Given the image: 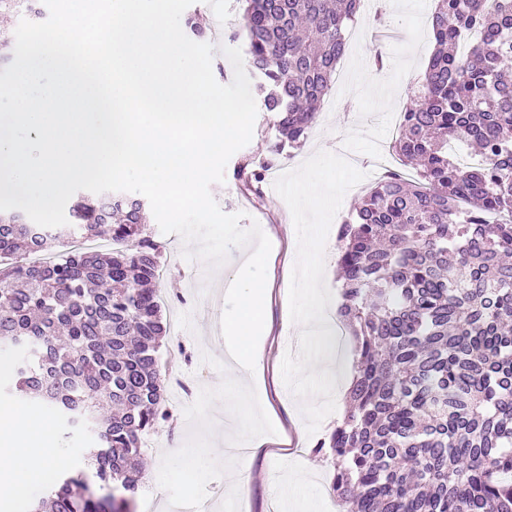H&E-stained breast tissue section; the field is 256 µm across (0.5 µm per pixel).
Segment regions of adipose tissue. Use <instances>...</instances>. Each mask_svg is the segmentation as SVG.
<instances>
[{
	"label": "adipose tissue",
	"instance_id": "1",
	"mask_svg": "<svg viewBox=\"0 0 512 512\" xmlns=\"http://www.w3.org/2000/svg\"><path fill=\"white\" fill-rule=\"evenodd\" d=\"M64 468L66 460L49 448V433L36 412L0 400V495L34 488L47 465Z\"/></svg>",
	"mask_w": 512,
	"mask_h": 512
}]
</instances>
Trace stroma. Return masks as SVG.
Segmentation results:
<instances>
[{
    "label": "stroma",
    "instance_id": "stroma-1",
    "mask_svg": "<svg viewBox=\"0 0 512 512\" xmlns=\"http://www.w3.org/2000/svg\"><path fill=\"white\" fill-rule=\"evenodd\" d=\"M388 27L404 30L407 44L400 50L388 52L383 68L367 64L369 56L366 41L352 48L343 65L348 80L345 86L330 88L327 98L333 107L319 114V121L308 137L295 148L285 149L279 156L269 154L274 138V115L258 112L251 142L235 152L225 169V181L212 185L211 194L221 210L241 214L242 228L259 224L269 238L272 249L267 265L270 286L268 306V336L264 358L253 377L262 407L273 422L276 431L268 435L258 447L240 455V464L234 473L224 474L207 486V501L211 512H227L219 493L221 486L232 478L243 482L242 490L233 501L239 512H277L279 501L286 499V485L274 483L272 476L283 470L300 472L307 477L303 496L297 498L296 512H341L330 490L333 473L316 446L327 438L336 426V416H327L315 435H308L306 421L298 414L299 400L286 387L281 363L296 341V331L290 321L288 289L292 269L297 258V234L291 212L275 191L272 181L284 172L298 168L320 151H328L348 158L379 151L382 144L394 139L393 114L409 102L413 88L421 82L428 59L434 50L429 34V15L433 0H385ZM237 0H195L189 8L196 14L204 31L203 42L217 46L213 58V73L218 82L231 83L234 69L223 55V47H244L245 37L237 30L224 26L232 18ZM271 161L268 179L264 181L263 201L242 191L236 178L237 169L246 163ZM156 238L165 247L163 269L165 288L162 302L167 322H182L180 335L165 336L162 359H173L167 396L183 390L187 402H194L201 388H217L224 380L223 372L203 363V354L216 359L224 357V340L220 321L225 308L226 288L218 274H211L201 260L188 261L182 256L183 242L177 235L157 233ZM172 427H160L153 437L155 447L145 449L149 491L138 501L137 512H170L168 495L157 483V475L164 453L180 449L189 439L191 428L183 409L173 411ZM41 417L49 429L50 446L67 458L70 468H79V451L94 445V437L87 432L68 433L66 427L50 411Z\"/></svg>",
    "mask_w": 512,
    "mask_h": 512
}]
</instances>
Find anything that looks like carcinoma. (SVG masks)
<instances>
[{
  "label": "carcinoma",
  "mask_w": 512,
  "mask_h": 512,
  "mask_svg": "<svg viewBox=\"0 0 512 512\" xmlns=\"http://www.w3.org/2000/svg\"><path fill=\"white\" fill-rule=\"evenodd\" d=\"M236 27L275 113L270 153L307 137L336 75L357 0H242ZM32 21L38 0H0ZM435 42L392 172L336 236L338 315L354 337L340 424L318 445L343 512H512V0H435ZM0 29V67L14 51ZM266 162L240 167L261 193ZM53 231L0 211V345L15 390L73 430L84 467L63 471L24 512H136L141 437L172 416L158 352L161 245L144 203L82 196ZM75 236L109 252L72 251ZM55 257L49 265L24 261Z\"/></svg>",
  "instance_id": "obj_1"
}]
</instances>
